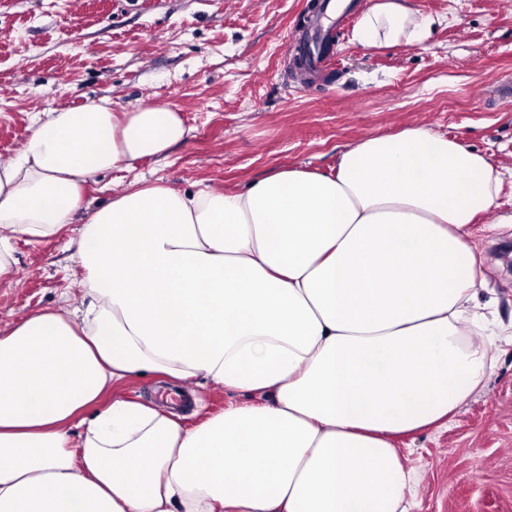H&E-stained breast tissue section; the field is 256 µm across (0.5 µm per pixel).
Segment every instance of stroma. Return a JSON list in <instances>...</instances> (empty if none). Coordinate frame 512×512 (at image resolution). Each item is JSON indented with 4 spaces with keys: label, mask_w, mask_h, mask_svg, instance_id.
Wrapping results in <instances>:
<instances>
[{
    "label": "stroma",
    "mask_w": 512,
    "mask_h": 512,
    "mask_svg": "<svg viewBox=\"0 0 512 512\" xmlns=\"http://www.w3.org/2000/svg\"><path fill=\"white\" fill-rule=\"evenodd\" d=\"M310 0H0V158L20 152L38 113L109 99L124 112L149 101L178 111L188 130L162 157L97 174L82 213L113 190L161 182L191 193L242 190L274 171L334 175L343 151L367 136L422 127L479 153L501 173L497 204L475 221L483 259L479 303L512 327V0H409L429 21L416 46L370 47L356 36L373 0L336 25L333 64L303 83L281 50ZM79 224L11 241L13 275L0 281V331L31 313L83 306ZM172 379L152 375L119 392L171 408L193 427L247 403L244 392L191 384L170 404ZM415 470L413 512H512V345L447 427L402 438Z\"/></svg>",
    "instance_id": "35a3bbf8"
}]
</instances>
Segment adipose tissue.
I'll list each match as a JSON object with an SVG mask.
<instances>
[{"mask_svg":"<svg viewBox=\"0 0 512 512\" xmlns=\"http://www.w3.org/2000/svg\"><path fill=\"white\" fill-rule=\"evenodd\" d=\"M428 31L408 0H374L357 37ZM185 133L147 102L47 113L0 161V232L56 235L91 177ZM499 184L413 127L360 139L332 176L117 191L80 230L81 321L62 306L0 334V512H411L395 439L446 422L512 344L474 303L472 225ZM152 373L255 401L188 428L116 394Z\"/></svg>","mask_w":512,"mask_h":512,"instance_id":"ef3b65f1","label":"adipose tissue"}]
</instances>
